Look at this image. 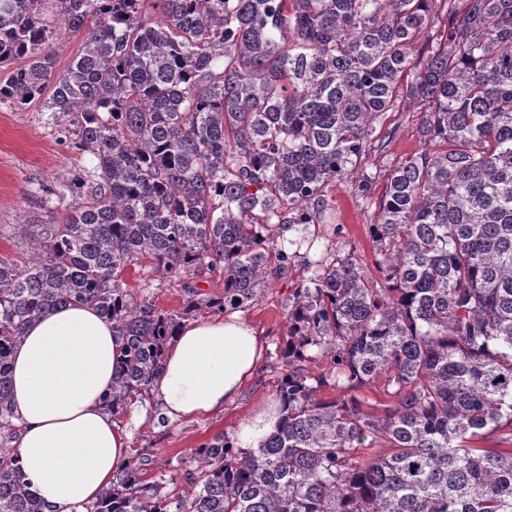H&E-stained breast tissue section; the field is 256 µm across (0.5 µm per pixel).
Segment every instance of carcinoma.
I'll return each instance as SVG.
<instances>
[{
    "label": "carcinoma",
    "mask_w": 512,
    "mask_h": 512,
    "mask_svg": "<svg viewBox=\"0 0 512 512\" xmlns=\"http://www.w3.org/2000/svg\"><path fill=\"white\" fill-rule=\"evenodd\" d=\"M82 36L56 71L54 41ZM425 61H414L418 44ZM0 104L44 100L82 158L41 184L44 224L0 254V512H46L16 460L10 361L57 306L112 321L122 360L114 414L159 375L182 315L127 288L155 272L224 280L217 311L288 274L324 191L352 179L372 265L327 244L288 299L284 417L243 451L222 432L196 448L190 495L118 471L84 512H512V0H0ZM420 106L425 148L381 194L362 161L374 126ZM327 361L312 378L302 365ZM376 417L331 386L376 379ZM497 437V447L479 442ZM386 450L356 462L363 444Z\"/></svg>",
    "instance_id": "cac0c4a2"
}]
</instances>
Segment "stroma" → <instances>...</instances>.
I'll return each mask as SVG.
<instances>
[{
    "label": "stroma",
    "mask_w": 512,
    "mask_h": 512,
    "mask_svg": "<svg viewBox=\"0 0 512 512\" xmlns=\"http://www.w3.org/2000/svg\"><path fill=\"white\" fill-rule=\"evenodd\" d=\"M418 109L409 101L387 113L388 124L397 134L385 153H372L364 161L368 171L384 173L391 162L418 152L422 144L417 132ZM78 157L60 146L47 112L39 104L15 110L0 105V253H11L17 225L44 223L47 213L34 196L38 184L66 176L78 164ZM326 205L336 223L343 226V239L355 243L363 262L371 260L369 226L376 216L363 206L351 181H337L326 189ZM306 259L298 257L287 277L269 279L258 301L244 307L247 317L263 337L267 348L260 371L246 383L222 413L208 418L183 421L166 427L150 417L157 402L147 397L143 410L127 407L116 415V423L130 435L132 455H144L143 469L149 481H172L174 491L189 492L184 463L197 446L213 435L235 434L240 422L274 400L277 379L285 365L276 351L288 341L285 303L298 283L306 277ZM125 282L133 293L149 288L156 307L178 313L191 299L180 276L161 278L151 266L128 270Z\"/></svg>",
    "instance_id": "1"
}]
</instances>
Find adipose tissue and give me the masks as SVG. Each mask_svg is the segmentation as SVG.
Returning <instances> with one entry per match:
<instances>
[{
    "label": "adipose tissue",
    "mask_w": 512,
    "mask_h": 512,
    "mask_svg": "<svg viewBox=\"0 0 512 512\" xmlns=\"http://www.w3.org/2000/svg\"><path fill=\"white\" fill-rule=\"evenodd\" d=\"M264 345L242 312L183 322L151 386L168 423L220 410L258 370ZM121 344L110 320L68 304L29 324L11 358L19 467L53 512L94 501L130 461L128 433L104 404Z\"/></svg>",
    "instance_id": "adipose-tissue-1"
}]
</instances>
